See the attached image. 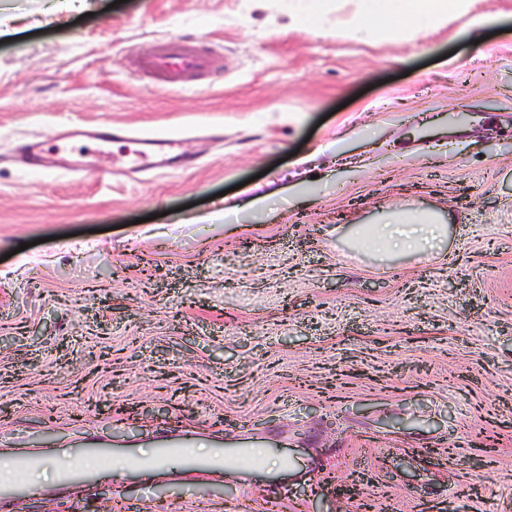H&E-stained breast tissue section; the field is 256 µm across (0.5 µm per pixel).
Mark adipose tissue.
<instances>
[{"label":"adipose tissue","instance_id":"adipose-tissue-1","mask_svg":"<svg viewBox=\"0 0 512 512\" xmlns=\"http://www.w3.org/2000/svg\"><path fill=\"white\" fill-rule=\"evenodd\" d=\"M359 15L337 26L340 38L367 36L403 38L425 27H439L449 16L467 10V0H412L409 6L391 5L387 0H361ZM438 230L430 218L414 219L409 230L399 224H380L373 228L375 241L398 250H412L430 244Z\"/></svg>","mask_w":512,"mask_h":512}]
</instances>
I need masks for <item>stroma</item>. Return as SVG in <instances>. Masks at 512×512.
Wrapping results in <instances>:
<instances>
[{
  "label": "stroma",
  "instance_id": "obj_1",
  "mask_svg": "<svg viewBox=\"0 0 512 512\" xmlns=\"http://www.w3.org/2000/svg\"><path fill=\"white\" fill-rule=\"evenodd\" d=\"M290 5L0 0V459L92 472H13L10 512H512V0L394 40L337 38L352 0ZM172 41L210 59L177 85L138 67ZM101 122L189 162L19 160ZM402 213L433 248L365 244ZM163 436L251 454L71 456ZM133 143L139 144L143 147L142 150H135L137 161L146 154V151L156 153L162 157L161 161L155 162V167H162L163 163H171L176 160L177 156H168L171 153L180 151V140L175 137H154V138H139L132 139ZM187 448H189V445L185 442H169L163 439L156 448V454L159 459H164L174 454H180L183 466L187 470L197 474H203L212 470L219 462V459L203 458L191 454Z\"/></svg>",
  "mask_w": 512,
  "mask_h": 512
}]
</instances>
